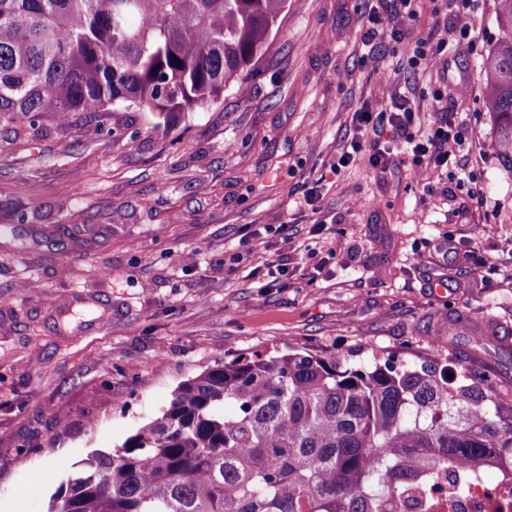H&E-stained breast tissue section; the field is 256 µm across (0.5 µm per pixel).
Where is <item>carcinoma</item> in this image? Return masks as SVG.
<instances>
[{
    "label": "carcinoma",
    "instance_id": "1",
    "mask_svg": "<svg viewBox=\"0 0 512 512\" xmlns=\"http://www.w3.org/2000/svg\"><path fill=\"white\" fill-rule=\"evenodd\" d=\"M287 0H0V124L52 112H151L170 123L249 69ZM483 62L496 155L512 172V0ZM475 358L363 364L258 353L182 383L161 415L95 450L48 512H415L439 480L465 494L493 459L512 476V408Z\"/></svg>",
    "mask_w": 512,
    "mask_h": 512
}]
</instances>
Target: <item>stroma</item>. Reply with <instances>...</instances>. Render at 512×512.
<instances>
[{"label":"stroma","mask_w":512,"mask_h":512,"mask_svg":"<svg viewBox=\"0 0 512 512\" xmlns=\"http://www.w3.org/2000/svg\"><path fill=\"white\" fill-rule=\"evenodd\" d=\"M390 9L288 0L251 69L167 126L146 112L0 126V512H47L77 462L241 354L418 364L440 346L449 374L479 356L512 377V173L481 75L493 0L426 69L409 49L455 18L421 0L395 18L399 40L365 49L369 15ZM451 82L473 141L465 185L414 169L400 144L385 172L358 162L324 180L360 135L355 112L405 96L422 132Z\"/></svg>","instance_id":"35a3bbf8"}]
</instances>
